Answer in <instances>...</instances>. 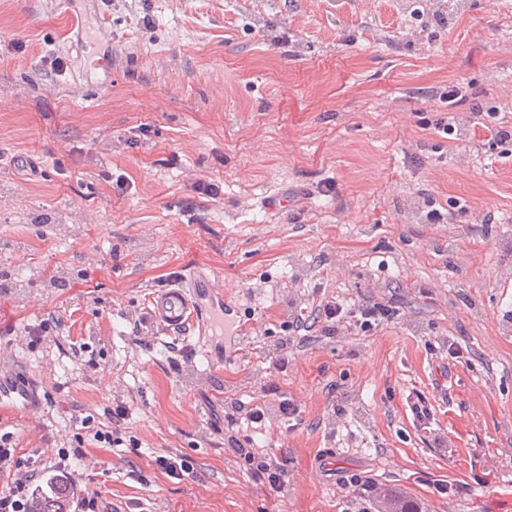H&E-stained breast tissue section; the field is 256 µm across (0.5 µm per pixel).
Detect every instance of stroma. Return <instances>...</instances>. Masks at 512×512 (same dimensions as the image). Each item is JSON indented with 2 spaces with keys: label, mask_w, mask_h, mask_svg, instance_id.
I'll return each instance as SVG.
<instances>
[{
  "label": "stroma",
  "mask_w": 512,
  "mask_h": 512,
  "mask_svg": "<svg viewBox=\"0 0 512 512\" xmlns=\"http://www.w3.org/2000/svg\"><path fill=\"white\" fill-rule=\"evenodd\" d=\"M447 115L452 135L421 125ZM493 118L512 126V0H0V375L36 399L0 409V435L52 471L126 403L120 445L84 444L107 471L66 463L104 512H369L339 489L354 476L422 512H512V152ZM195 271L232 306L236 353L192 330L139 346L147 296ZM331 296L399 315L282 330ZM52 317L58 335L17 344ZM283 342L269 401L300 417L238 434L287 455L273 502L224 410L260 397ZM151 460L157 470L167 475L170 478L182 480L184 477H190L194 475V467L191 461L180 454H164L153 456Z\"/></svg>",
  "instance_id": "stroma-1"
}]
</instances>
